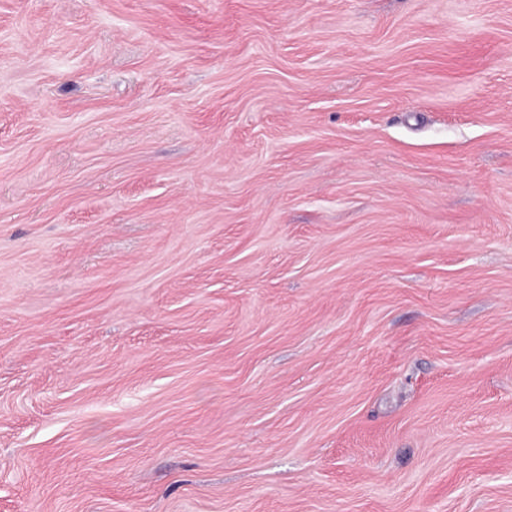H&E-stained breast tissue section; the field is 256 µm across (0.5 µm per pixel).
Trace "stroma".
Instances as JSON below:
<instances>
[{"label":"stroma","instance_id":"35a3bbf8","mask_svg":"<svg viewBox=\"0 0 512 512\" xmlns=\"http://www.w3.org/2000/svg\"><path fill=\"white\" fill-rule=\"evenodd\" d=\"M0 512H512V0H0Z\"/></svg>","mask_w":512,"mask_h":512}]
</instances>
